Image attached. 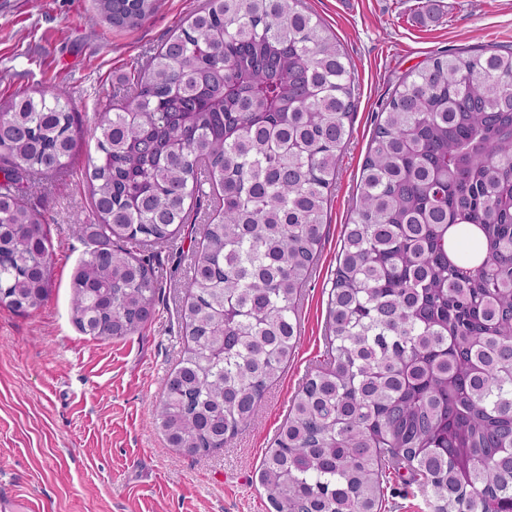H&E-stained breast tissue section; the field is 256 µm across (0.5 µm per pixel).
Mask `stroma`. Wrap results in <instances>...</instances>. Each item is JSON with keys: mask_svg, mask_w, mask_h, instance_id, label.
<instances>
[{"mask_svg": "<svg viewBox=\"0 0 512 512\" xmlns=\"http://www.w3.org/2000/svg\"><path fill=\"white\" fill-rule=\"evenodd\" d=\"M203 0H158L134 28H114L94 0H0V112L15 98L63 90L81 127L122 89L150 51L186 24ZM341 43L358 100L324 216V240L299 301L296 351L272 380L252 423L223 451L180 456L165 446L153 408L185 347L179 317L193 250L214 215L192 210L176 240L139 247L162 269L155 315L134 335L101 341L71 320V282L86 250L72 236L91 214L86 177L95 143L77 140L71 168L36 179L25 196L53 246L51 290L37 311L0 306V494L29 512H272L257 470L307 371L321 360L328 290L343 227L354 215L375 115L411 70L442 50L512 46V0H304ZM381 512H431L395 473Z\"/></svg>", "mask_w": 512, "mask_h": 512, "instance_id": "35a3bbf8", "label": "stroma"}]
</instances>
